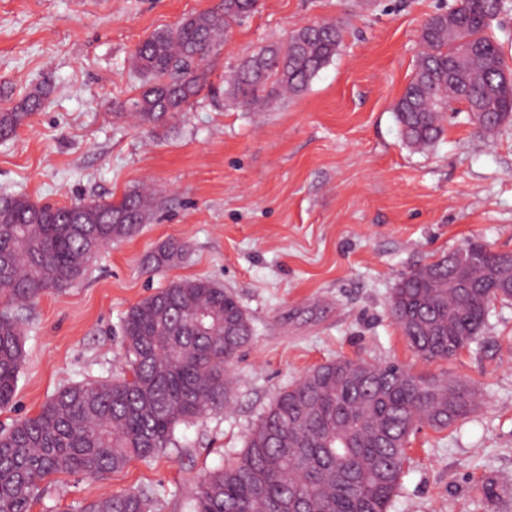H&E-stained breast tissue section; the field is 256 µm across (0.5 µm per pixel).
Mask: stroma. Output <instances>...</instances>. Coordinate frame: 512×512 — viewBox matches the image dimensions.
I'll use <instances>...</instances> for the list:
<instances>
[{
  "instance_id": "stroma-1",
  "label": "stroma",
  "mask_w": 512,
  "mask_h": 512,
  "mask_svg": "<svg viewBox=\"0 0 512 512\" xmlns=\"http://www.w3.org/2000/svg\"><path fill=\"white\" fill-rule=\"evenodd\" d=\"M451 2L259 0L210 55L186 111L153 126L124 113L141 84L138 43L223 0H0V112L50 83L0 140V195L56 205L154 195L136 234L22 310L25 361L0 429L63 385L119 375L126 312L171 282L215 281L253 327L229 368L228 408L179 426L156 459L103 479L54 477L33 512L140 487L153 490V512H187L196 480L243 448L278 393L338 357L460 379L481 395L465 421L411 435L390 512H512V500L482 492L512 479V300L494 301L477 339L447 360L419 357L390 313L401 276L468 240L512 252V119L488 132L455 105L441 139L418 152L393 112L423 22ZM323 22L342 41L306 90L255 109L231 96L245 60ZM169 240L187 243L185 258L153 270L149 255Z\"/></svg>"
}]
</instances>
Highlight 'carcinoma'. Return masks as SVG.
<instances>
[{"mask_svg": "<svg viewBox=\"0 0 512 512\" xmlns=\"http://www.w3.org/2000/svg\"><path fill=\"white\" fill-rule=\"evenodd\" d=\"M258 0H224L141 42L133 66L142 76L129 105L143 124L185 111L205 86L203 63L221 33L253 13ZM499 0H456L423 28L413 78L394 105L406 143L428 149L443 133L455 102L499 125L512 115V86L489 35ZM340 30L303 25L286 43L248 59L231 94L258 107L268 94L298 93L333 58ZM27 95L0 112V139L13 136L42 104ZM153 197L126 193L118 202L34 204L0 197V407L15 395L25 351L19 311L45 293L77 283L92 256L133 236ZM460 271L432 262L405 274L390 299L396 321L425 361L449 359L470 346L494 300L488 272L500 264L487 245L470 241ZM175 240L150 255L157 269L183 258ZM127 370L122 375L65 385L39 411L0 430V512H32L40 484L52 476L104 478L134 461H149L174 445L175 430L224 410L232 395L228 366L252 336L233 293L208 278L171 283L132 306L123 321ZM478 394L458 379H428L395 364L336 358L284 389L247 435L238 453L195 484L190 512H389L415 430L446 429L477 407ZM487 498L512 495L490 481ZM146 489L96 499L79 512H152Z\"/></svg>", "mask_w": 512, "mask_h": 512, "instance_id": "cac0c4a2", "label": "carcinoma"}]
</instances>
